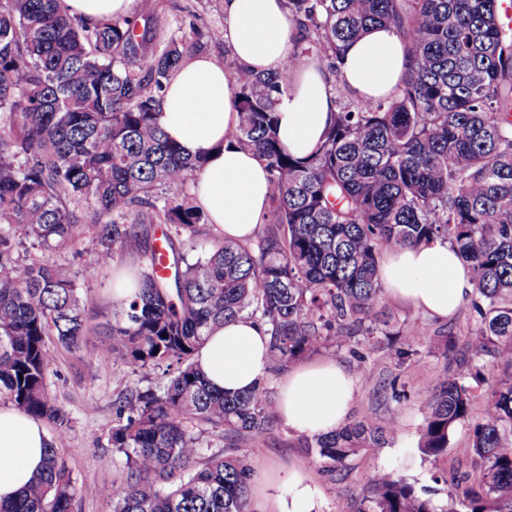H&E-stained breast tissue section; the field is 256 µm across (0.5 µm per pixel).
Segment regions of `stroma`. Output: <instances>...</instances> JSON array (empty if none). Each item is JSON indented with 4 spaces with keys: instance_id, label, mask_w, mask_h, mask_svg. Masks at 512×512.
Returning <instances> with one entry per match:
<instances>
[{
    "instance_id": "obj_1",
    "label": "stroma",
    "mask_w": 512,
    "mask_h": 512,
    "mask_svg": "<svg viewBox=\"0 0 512 512\" xmlns=\"http://www.w3.org/2000/svg\"><path fill=\"white\" fill-rule=\"evenodd\" d=\"M132 11L141 18L163 11L181 27L188 41L194 42L195 53L213 54L223 62L226 71H233L237 62L223 43L209 40L208 29L224 22L223 0H133ZM58 263L69 267L79 287L89 298V323L97 325L110 318L112 311V269L119 266H141L144 262L137 249H127L114 259L112 267L93 269L83 259L65 252ZM380 321L397 334L395 344L381 343L371 359L386 378L397 379L405 390L400 402L379 396L377 380H359L357 392L348 414L349 420L381 422L392 417L397 428L392 444L382 448H364L337 467L335 474L322 472L319 459L304 445V435L274 422L260 447L247 449L251 467L262 465L303 466L320 488L326 512H357L362 502L374 495L375 476L395 473L415 487L431 485L440 472L469 471L473 462L467 452L469 428L460 425L454 432L448 453L438 460L422 459L416 449L425 414V405L418 395L420 385L439 368L456 373L466 358V347L479 316L471 300H464L458 311L447 318L433 317L403 306L391 297H383L375 308ZM426 325L429 340L409 336L413 322ZM451 337L454 345L448 353L434 350L433 336ZM412 347L414 354L406 363H399L396 346ZM91 353L87 350L56 348L46 385L50 397L68 413L70 432L59 451L78 490L72 512H112L110 502L94 493L95 487L123 480L125 471L108 438L114 418V401L127 385L136 382V375L124 366H113L98 379L88 376Z\"/></svg>"
}]
</instances>
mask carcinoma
I'll return each mask as SVG.
<instances>
[{
  "mask_svg": "<svg viewBox=\"0 0 512 512\" xmlns=\"http://www.w3.org/2000/svg\"><path fill=\"white\" fill-rule=\"evenodd\" d=\"M499 0H288L309 46L301 55L338 68L344 44L377 27L409 40L412 67L388 99L336 112L325 141L294 156L276 135L278 95L294 61L268 75L232 72L240 113L229 135L266 165L271 209L255 237L224 238L186 192L201 158L186 155L158 122L159 102L186 56L183 39L157 42L173 20L156 13L138 32L134 16L85 21L61 0H0V391L17 410L56 425L70 420L46 390L49 345L78 349L95 336L94 379L112 364L159 386L128 389L115 402L109 442L125 479L96 488L112 512H249L255 448L273 421L265 383L227 397L212 389L194 355L208 331L247 316L267 327L269 370L356 340L365 379L383 333L381 254L446 241L469 264L480 325L467 373L431 374L419 454L448 452L470 426L476 476L455 473L448 500L387 474L359 512H512V36ZM161 228L168 271L144 251L132 295L91 330L87 296L53 260L90 236V265L105 268ZM362 340H357V337ZM504 367L491 390L477 362ZM482 413L472 416L476 400ZM200 424L217 432L213 451ZM393 420L346 422L315 435L325 472L366 447L394 440ZM76 487L56 446L28 488L0 512H70Z\"/></svg>",
  "mask_w": 512,
  "mask_h": 512,
  "instance_id": "carcinoma-1",
  "label": "carcinoma"
}]
</instances>
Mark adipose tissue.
<instances>
[{
	"label": "adipose tissue",
	"instance_id": "1",
	"mask_svg": "<svg viewBox=\"0 0 512 512\" xmlns=\"http://www.w3.org/2000/svg\"><path fill=\"white\" fill-rule=\"evenodd\" d=\"M225 45L256 72L283 67L296 50L298 33L284 0H224ZM410 67L407 45L388 27H377L348 44L339 61L345 84L360 100L393 94ZM337 110L318 62L301 66L277 106L278 135L292 154L309 155L322 141ZM159 123L185 153L202 156L198 204L225 238L248 240L264 223L271 187L264 165L250 151L229 145L239 123L235 88L223 64L204 54L171 78ZM379 276L389 296L445 318L471 295L470 270L448 243L434 241L385 252ZM269 338L251 319L213 329L195 354L208 383L234 396L267 371ZM358 378L330 359L298 364L280 379L276 414L300 434L327 435L348 416ZM52 439L45 424L17 409L0 407V503L15 499L45 464ZM251 512H323V499L299 466L264 467L252 478Z\"/></svg>",
	"mask_w": 512,
	"mask_h": 512
}]
</instances>
